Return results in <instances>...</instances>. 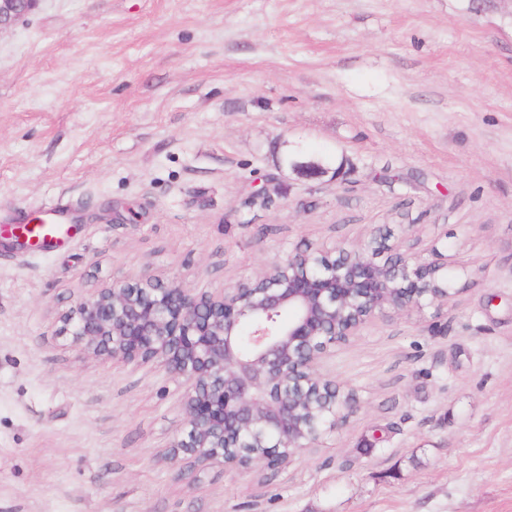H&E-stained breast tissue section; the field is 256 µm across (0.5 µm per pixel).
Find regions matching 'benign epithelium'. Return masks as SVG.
<instances>
[{"label":"benign epithelium","instance_id":"benign-epithelium-1","mask_svg":"<svg viewBox=\"0 0 512 512\" xmlns=\"http://www.w3.org/2000/svg\"><path fill=\"white\" fill-rule=\"evenodd\" d=\"M40 2L0 0V31ZM413 229L374 231L333 257L295 250L220 293L115 281L64 312L57 335L103 361L157 365L185 380L186 422L170 460L282 471L343 428L355 403L320 373L325 359L379 318L448 307V255L435 246L425 258L399 252Z\"/></svg>","mask_w":512,"mask_h":512}]
</instances>
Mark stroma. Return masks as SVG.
Returning a JSON list of instances; mask_svg holds the SVG:
<instances>
[{"label": "stroma", "mask_w": 512, "mask_h": 512, "mask_svg": "<svg viewBox=\"0 0 512 512\" xmlns=\"http://www.w3.org/2000/svg\"><path fill=\"white\" fill-rule=\"evenodd\" d=\"M50 204L68 243H0V512H512L505 0H41L0 33V225ZM395 224L447 241L458 294L337 350L357 406L284 473L184 471L183 381L56 334L115 280L230 288Z\"/></svg>", "instance_id": "35a3bbf8"}]
</instances>
